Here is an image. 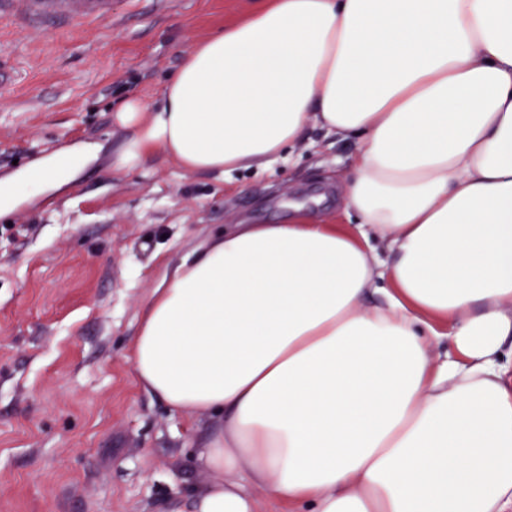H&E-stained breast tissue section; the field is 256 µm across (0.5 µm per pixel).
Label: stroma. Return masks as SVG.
I'll list each match as a JSON object with an SVG mask.
<instances>
[{
    "instance_id": "obj_1",
    "label": "stroma",
    "mask_w": 512,
    "mask_h": 512,
    "mask_svg": "<svg viewBox=\"0 0 512 512\" xmlns=\"http://www.w3.org/2000/svg\"><path fill=\"white\" fill-rule=\"evenodd\" d=\"M255 0H114L111 24L57 30L0 86V180L89 144L97 159L0 216V512H188L212 480L210 427L136 381L142 307L186 253L234 224L333 213L354 142L309 129L268 170L189 172L158 153L112 168L129 97L159 102L191 43Z\"/></svg>"
}]
</instances>
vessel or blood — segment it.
I'll return each mask as SVG.
<instances>
[{
  "label": "vessel or blood",
  "instance_id": "b4317fda",
  "mask_svg": "<svg viewBox=\"0 0 512 512\" xmlns=\"http://www.w3.org/2000/svg\"><path fill=\"white\" fill-rule=\"evenodd\" d=\"M0 17L11 20L17 32L32 33L38 24L64 27L112 20V0H0Z\"/></svg>",
  "mask_w": 512,
  "mask_h": 512
}]
</instances>
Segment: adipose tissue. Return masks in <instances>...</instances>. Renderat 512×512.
Instances as JSON below:
<instances>
[{"mask_svg": "<svg viewBox=\"0 0 512 512\" xmlns=\"http://www.w3.org/2000/svg\"><path fill=\"white\" fill-rule=\"evenodd\" d=\"M115 168L267 169L355 139L341 205L238 224L145 301L138 383L208 413L192 512H512V0H257L128 99ZM93 147L0 182V214Z\"/></svg>", "mask_w": 512, "mask_h": 512, "instance_id": "adipose-tissue-1", "label": "adipose tissue"}]
</instances>
